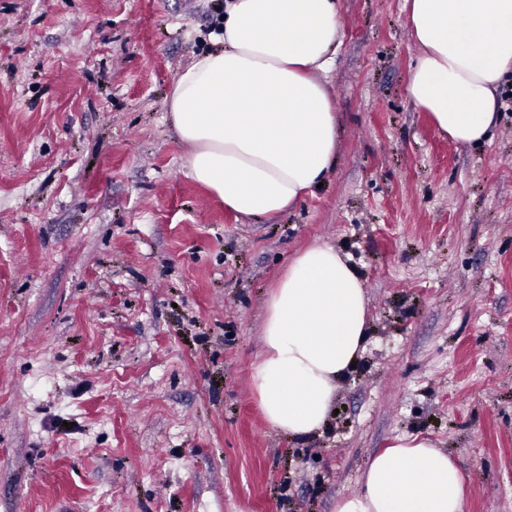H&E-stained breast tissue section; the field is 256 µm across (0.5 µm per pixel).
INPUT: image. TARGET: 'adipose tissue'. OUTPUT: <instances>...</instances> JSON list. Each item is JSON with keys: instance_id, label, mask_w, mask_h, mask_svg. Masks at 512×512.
<instances>
[{"instance_id": "obj_1", "label": "adipose tissue", "mask_w": 512, "mask_h": 512, "mask_svg": "<svg viewBox=\"0 0 512 512\" xmlns=\"http://www.w3.org/2000/svg\"><path fill=\"white\" fill-rule=\"evenodd\" d=\"M417 49L408 93L451 141L488 139L512 73V0H405ZM340 0H227L219 49L177 75L168 112L188 175L241 217H273L312 193L336 161L339 125L323 76L340 46ZM252 374L266 421L318 434L361 356L368 302L336 246L293 257L266 302ZM459 462L423 438L374 455L336 512H464Z\"/></svg>"}]
</instances>
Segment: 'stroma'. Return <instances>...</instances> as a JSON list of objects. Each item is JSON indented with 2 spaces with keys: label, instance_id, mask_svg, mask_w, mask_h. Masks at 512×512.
<instances>
[{
  "label": "stroma",
  "instance_id": "35a3bbf8",
  "mask_svg": "<svg viewBox=\"0 0 512 512\" xmlns=\"http://www.w3.org/2000/svg\"><path fill=\"white\" fill-rule=\"evenodd\" d=\"M335 167L242 218L186 174L178 73L224 0H0V512H335L371 456L451 453L512 512V112L460 146L407 93L404 0H341ZM320 242L369 336L322 432L252 385L267 293Z\"/></svg>",
  "mask_w": 512,
  "mask_h": 512
}]
</instances>
